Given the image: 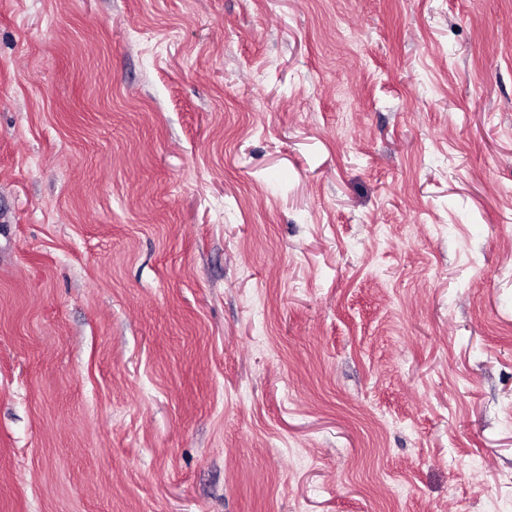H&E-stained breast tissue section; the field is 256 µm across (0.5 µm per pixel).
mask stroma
I'll return each mask as SVG.
<instances>
[{
	"instance_id": "obj_1",
	"label": "stroma",
	"mask_w": 512,
	"mask_h": 512,
	"mask_svg": "<svg viewBox=\"0 0 512 512\" xmlns=\"http://www.w3.org/2000/svg\"><path fill=\"white\" fill-rule=\"evenodd\" d=\"M0 512H512V0H0Z\"/></svg>"
}]
</instances>
